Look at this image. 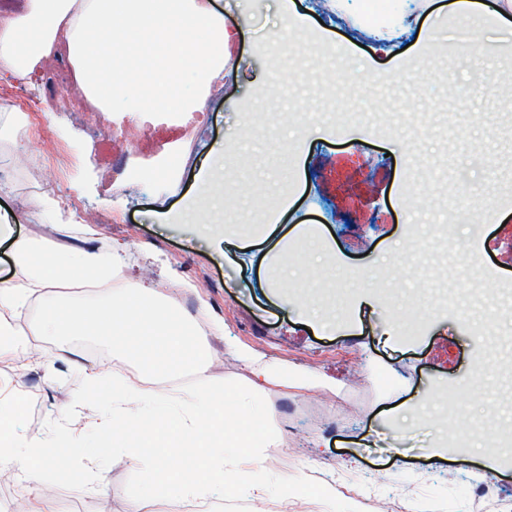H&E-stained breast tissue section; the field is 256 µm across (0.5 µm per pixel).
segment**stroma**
<instances>
[{"label":"stroma","instance_id":"stroma-1","mask_svg":"<svg viewBox=\"0 0 512 512\" xmlns=\"http://www.w3.org/2000/svg\"><path fill=\"white\" fill-rule=\"evenodd\" d=\"M295 2L311 26L332 29L335 47L321 61L298 56L308 36L281 30L278 0H209L242 36L204 115L104 119L77 103L10 144L22 160H42L34 176L57 184L55 210L21 199L34 177L23 164L0 192V208L15 215L23 237L60 242L84 223L96 249L124 243L125 280L144 278L163 292L169 275L192 282L194 292L172 294L169 303L192 317L209 312L214 383L248 375L237 354L225 352L228 339L283 374L268 396L282 435L280 452L264 464L275 481L305 474L317 486L349 482L382 512L406 494L442 512H478L479 486L500 512H512V447L494 453L491 470L470 457L488 416L512 420V406L501 401L512 380L497 369L512 360V303L495 296L512 290V59L483 55L474 33L494 31L480 21H436L444 41L468 43L463 60L444 43L426 54L408 39L392 45L383 28L350 45L349 20L361 16L362 0H335L344 18L334 27L323 0ZM346 58L369 61L375 78L345 82ZM398 62L411 78L388 77ZM68 66L64 57L44 63L23 93L1 78L0 94L40 112L45 84ZM219 146L225 223L259 237L257 203L286 191L295 204L281 231L304 225L307 239L326 237L335 255L312 247L285 270L262 260L273 240L220 257L192 225L174 223L185 198L202 193L201 175ZM464 207L470 221L455 222ZM473 253L480 265L470 262ZM82 363L132 370L97 337L34 334L15 345L0 339V389L26 397L28 439L67 433L88 453L107 454L101 404L86 403L77 418L69 411L84 391ZM424 399L434 408L455 404L465 450L428 454L436 434L424 418L395 435L392 417ZM68 464L46 480L56 512H137L167 501L129 463L113 462L102 490L79 459Z\"/></svg>","mask_w":512,"mask_h":512}]
</instances>
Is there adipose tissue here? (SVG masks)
Segmentation results:
<instances>
[{"mask_svg": "<svg viewBox=\"0 0 512 512\" xmlns=\"http://www.w3.org/2000/svg\"><path fill=\"white\" fill-rule=\"evenodd\" d=\"M434 11L512 30V0L493 10L484 0H446ZM234 38L205 0H22L20 11L0 16V74L30 75L61 49L81 96L97 111L122 103L142 112L190 106L200 112L205 96L188 103L176 83L189 74L216 86ZM14 222L11 213H0V247L12 261L11 276L0 281V323L35 298L39 335L98 336L137 363L131 378L109 377L93 364L82 368L88 397L111 411L113 458L140 467L157 493L206 500L229 488L251 502L253 512H267L271 481L259 462L281 445L265 410L269 388L279 379L274 368L240 347L246 383L216 386L206 365L207 338L194 321L170 309L147 283L108 288L125 265L121 245L102 252L18 237ZM90 281L101 283V290L57 299V289ZM187 370L194 376L191 387L165 388L166 380ZM26 409L18 396L0 398V474L40 488L63 459L53 441H42L35 455L15 438ZM187 446L197 450L188 460L180 454Z\"/></svg>", "mask_w": 512, "mask_h": 512, "instance_id": "obj_1", "label": "adipose tissue"}]
</instances>
